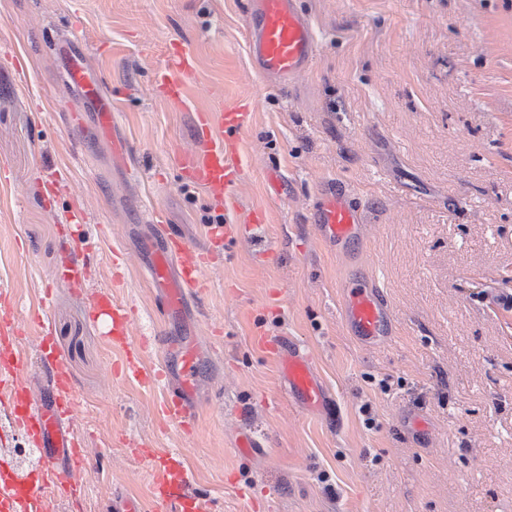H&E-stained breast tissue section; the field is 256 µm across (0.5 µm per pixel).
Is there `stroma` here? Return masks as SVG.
<instances>
[{
	"label": "stroma",
	"instance_id": "obj_1",
	"mask_svg": "<svg viewBox=\"0 0 512 512\" xmlns=\"http://www.w3.org/2000/svg\"><path fill=\"white\" fill-rule=\"evenodd\" d=\"M298 6L320 46L288 83L249 56L248 0H0V295L39 380L35 338L49 334L87 459L81 494L47 492L53 512H121L127 496L157 512L153 460L125 455L144 444L178 453L213 512H512V0ZM176 48L195 61L182 100L154 82ZM76 62L112 100L111 132L65 88ZM234 106L250 120L228 210L183 182L177 156L198 115ZM328 187L366 215L341 250L310 222ZM155 208L193 250L208 216L229 232L260 217L180 321L138 259ZM72 236L92 247L76 285L62 280ZM365 280L394 329L372 347L341 314L342 283ZM105 293L135 319L145 370H166L160 338L194 340L191 433L161 415L164 386L125 376L92 316ZM283 343L309 357L328 411L291 392ZM244 432L260 448L240 452Z\"/></svg>",
	"mask_w": 512,
	"mask_h": 512
}]
</instances>
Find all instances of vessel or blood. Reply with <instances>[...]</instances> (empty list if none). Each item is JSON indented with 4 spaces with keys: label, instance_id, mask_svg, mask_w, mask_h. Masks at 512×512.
Returning a JSON list of instances; mask_svg holds the SVG:
<instances>
[{
    "label": "vessel or blood",
    "instance_id": "obj_1",
    "mask_svg": "<svg viewBox=\"0 0 512 512\" xmlns=\"http://www.w3.org/2000/svg\"><path fill=\"white\" fill-rule=\"evenodd\" d=\"M247 46L258 69L273 80H292L308 73L317 49L316 31L297 7V0H249ZM178 71L161 74L157 81L174 99L185 95L184 74L192 69V59L186 52L175 53ZM67 87L83 92L100 101L99 126L112 128V105L102 99L100 86L88 79L80 66L67 72ZM247 123V115L234 107L220 114L218 126L202 123L197 128L194 143L182 150L178 163L185 179L209 192H230L242 172V156L235 137ZM314 222L322 238L334 246H344L363 234L365 219L362 212L346 195L336 192L320 194L314 208ZM205 251L188 253L183 238L172 233H160L150 245L152 285L162 299L166 316L179 313L188 302L193 288L200 284L206 253L214 252L224 243V227H207ZM345 314L359 340L366 345L383 341L386 336L387 309L374 285L346 286ZM94 318L110 322L114 343L127 346L124 365L126 373L142 377L137 352L127 345L136 329L134 319L121 307L101 297L93 311ZM167 351L179 359V381L172 384L162 402L166 419L182 429H189L194 419L189 406L198 382V364L190 341L167 344ZM280 365L288 377L291 389L313 407L322 405L326 395L314 378L307 356L298 352H280ZM21 357H10L0 368V388L7 390L14 406L13 424L23 430L38 453L36 466L29 471L0 470V512H46V500L40 491L51 485L60 491H79L86 457L72 433V417L63 416L60 404L73 392L68 377L53 372L48 386H37L24 374ZM151 479L157 498L163 499L180 491L182 512H205L199 497L189 494L190 478L174 456L156 458Z\"/></svg>",
    "mask_w": 512,
    "mask_h": 512
}]
</instances>
